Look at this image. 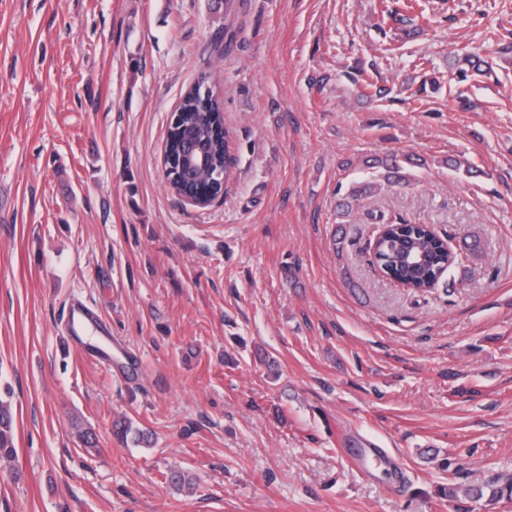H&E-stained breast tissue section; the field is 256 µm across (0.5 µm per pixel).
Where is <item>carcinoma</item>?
<instances>
[{
	"label": "carcinoma",
	"instance_id": "1",
	"mask_svg": "<svg viewBox=\"0 0 512 512\" xmlns=\"http://www.w3.org/2000/svg\"><path fill=\"white\" fill-rule=\"evenodd\" d=\"M207 82V75L197 78L196 83L189 86L181 95L177 110L182 114V123L198 126L199 134L211 151V156L224 161L226 182L235 178L236 159L231 154L230 131L224 127V107L219 96L202 97L197 85ZM371 168H383L385 178L400 172V160L387 156L373 161ZM375 183L361 181L351 186L346 206L360 201L372 192ZM387 237L377 248V263L380 272L389 280H395L415 292H427L435 288L447 271L456 263V251L448 249L443 239L428 224H411L402 219L400 222L386 224ZM427 253L430 261L419 268L410 267L405 263L404 253L409 246ZM115 431L123 440H131L135 444H145L148 433L135 428L127 421L115 423ZM17 451L14 445L13 413L10 404L0 399V462L10 463L15 460ZM169 484L178 490L193 492L192 478L183 470L173 469L168 476Z\"/></svg>",
	"mask_w": 512,
	"mask_h": 512
}]
</instances>
